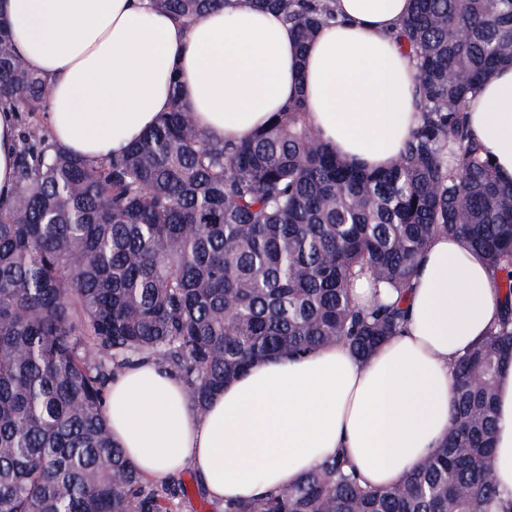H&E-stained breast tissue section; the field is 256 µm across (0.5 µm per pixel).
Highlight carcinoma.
I'll use <instances>...</instances> for the list:
<instances>
[{
	"instance_id": "1",
	"label": "carcinoma",
	"mask_w": 512,
	"mask_h": 512,
	"mask_svg": "<svg viewBox=\"0 0 512 512\" xmlns=\"http://www.w3.org/2000/svg\"><path fill=\"white\" fill-rule=\"evenodd\" d=\"M226 0H150L178 22ZM300 48L334 22L328 0H252ZM400 40L422 121L403 156L369 171L339 157L300 97L241 142L213 141L180 90L127 149L93 166L55 145L46 80L0 18V108L26 112L16 185L0 202V512H170L102 416L112 376L149 360L198 409L250 365L336 341L368 359L405 318L350 294L408 287L433 236L464 239L500 275L498 321L452 367L448 436L400 483L362 485L342 453L287 491L224 512H489L497 379L512 365V183L467 122L468 92L512 64V0H412Z\"/></svg>"
}]
</instances>
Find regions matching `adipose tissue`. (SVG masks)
<instances>
[{"label":"adipose tissue","instance_id":"1","mask_svg":"<svg viewBox=\"0 0 512 512\" xmlns=\"http://www.w3.org/2000/svg\"><path fill=\"white\" fill-rule=\"evenodd\" d=\"M334 24L299 49L280 13L231 0L180 25L149 0H0L15 48L49 90L55 143L91 164L119 154L167 112L180 84L208 138L241 140L289 100L354 165L381 170L420 125L416 69L396 33L410 0H332ZM471 130L502 182H512V66L466 103ZM17 128L0 111V197L15 186ZM502 292L463 239L434 236L405 293L407 322L367 361L341 342L300 359L253 364L198 410L176 374L140 362L117 374L102 412L114 443L143 474L201 478L217 503L288 490L344 453L362 485L397 483L446 438L451 366L488 332ZM492 463L512 512V367L497 386Z\"/></svg>","mask_w":512,"mask_h":512}]
</instances>
